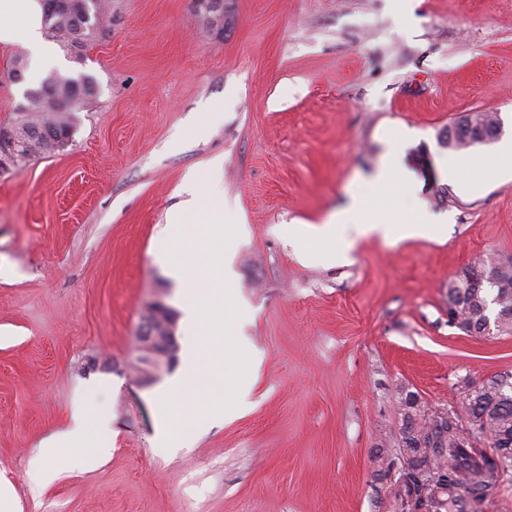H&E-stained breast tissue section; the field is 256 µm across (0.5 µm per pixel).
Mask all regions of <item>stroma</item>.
<instances>
[{"instance_id":"obj_1","label":"stroma","mask_w":512,"mask_h":512,"mask_svg":"<svg viewBox=\"0 0 512 512\" xmlns=\"http://www.w3.org/2000/svg\"><path fill=\"white\" fill-rule=\"evenodd\" d=\"M58 73L96 93L54 154L0 176V482L18 512H401L402 395L459 405L465 384L512 374V334L448 325V283L474 259L512 260V0H224L206 32L193 0H112V27ZM496 114L500 141L445 147L449 124ZM408 182L396 203L447 225L440 240L372 237L346 264L302 262L318 224L368 193L395 132ZM460 165L447 176L449 160ZM221 161L238 206L229 294L252 407L156 444L160 399L181 374L133 367L149 302L183 313L163 249L209 278L211 216L188 214L190 175ZM112 419V452L32 492L30 458L72 404Z\"/></svg>"}]
</instances>
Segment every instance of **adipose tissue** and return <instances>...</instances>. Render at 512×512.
<instances>
[{
    "mask_svg": "<svg viewBox=\"0 0 512 512\" xmlns=\"http://www.w3.org/2000/svg\"><path fill=\"white\" fill-rule=\"evenodd\" d=\"M0 46L25 49L30 56L33 75H40L54 65L55 51L42 36L41 0H0ZM402 182L403 178L393 163H385L371 180L372 192L369 197L352 195L347 210L334 213L322 224L311 227V235L317 237L341 229L343 247L333 252L307 251L303 254L304 260L335 264L346 262L350 246L359 238H386L395 232L404 239L438 235L440 225L432 223L423 214L404 213L392 207L391 201ZM367 205L382 208L383 216L372 223L356 224L349 221V214ZM110 423L107 416L101 415L92 420L80 406H72L65 427L45 439L39 453L29 462L28 478L32 489H45L57 479L61 470L92 467L109 455L110 448L105 444L86 457L73 455L72 450L88 440L90 435L104 440L108 438Z\"/></svg>",
    "mask_w": 512,
    "mask_h": 512,
    "instance_id": "1",
    "label": "adipose tissue"
}]
</instances>
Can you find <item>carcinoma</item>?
<instances>
[{
    "label": "carcinoma",
    "mask_w": 512,
    "mask_h": 512,
    "mask_svg": "<svg viewBox=\"0 0 512 512\" xmlns=\"http://www.w3.org/2000/svg\"><path fill=\"white\" fill-rule=\"evenodd\" d=\"M44 36L57 43L77 63L84 60V49L112 26L111 0H42ZM197 11L209 32L224 30V12L202 5ZM95 93V81L86 73L75 77L51 75L37 88L24 92V103L14 108V116L0 124L5 149H0V170L16 171L32 158L55 153L71 128L72 113ZM490 260L470 263L471 281L463 285L466 301L459 309L456 328L463 332L481 326L499 333L512 331V322L490 316L500 304L512 306V296L501 298L499 290L484 287ZM496 375L481 385L482 401L463 400L461 410L445 421L426 426L416 423L417 433L431 434L415 461V472L399 485L398 496L404 512H460L457 501L468 495L469 503L481 499L494 486L501 473L512 468V457L504 464L479 447H462L459 421L474 420L496 438L494 447L512 444V387L500 388Z\"/></svg>",
    "instance_id": "obj_1"
}]
</instances>
